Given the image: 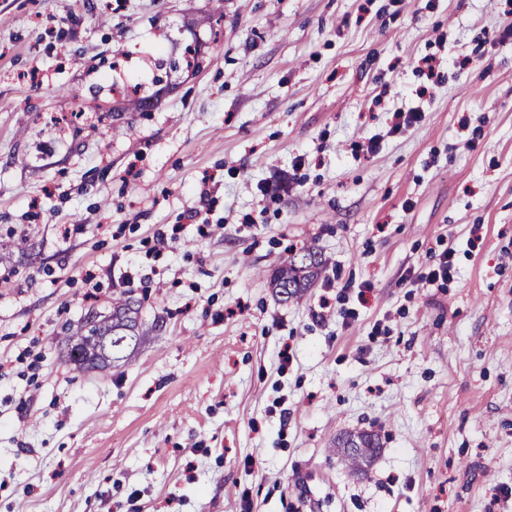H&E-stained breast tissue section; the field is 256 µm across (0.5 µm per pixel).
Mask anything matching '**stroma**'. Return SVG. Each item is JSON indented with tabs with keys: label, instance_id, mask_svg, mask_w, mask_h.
I'll return each instance as SVG.
<instances>
[{
	"label": "stroma",
	"instance_id": "stroma-1",
	"mask_svg": "<svg viewBox=\"0 0 512 512\" xmlns=\"http://www.w3.org/2000/svg\"><path fill=\"white\" fill-rule=\"evenodd\" d=\"M509 24L512 0H0V512H512ZM192 41L202 67L155 82ZM292 245L329 264L283 302ZM122 296L134 352L75 368L63 336ZM363 430L359 476L332 442Z\"/></svg>",
	"mask_w": 512,
	"mask_h": 512
}]
</instances>
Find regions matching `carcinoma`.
<instances>
[{
  "label": "carcinoma",
  "mask_w": 512,
  "mask_h": 512,
  "mask_svg": "<svg viewBox=\"0 0 512 512\" xmlns=\"http://www.w3.org/2000/svg\"><path fill=\"white\" fill-rule=\"evenodd\" d=\"M157 65H167L172 70L182 65L199 68L198 48L188 44L178 56L171 54L158 58ZM327 265L328 260L322 253L303 245L290 251L274 274L272 286L281 300L286 302L310 288ZM109 334L112 335V361L120 362L127 357L130 345L140 340L135 301L130 298L117 300L112 303V313L108 316L89 314L71 335L64 337L67 360L78 367L87 368L107 363L106 359L94 352L93 342L97 337ZM334 445L341 449L345 462L356 474L366 472L371 459L381 448L379 435L364 431L341 435L336 438Z\"/></svg>",
  "instance_id": "carcinoma-1"
}]
</instances>
